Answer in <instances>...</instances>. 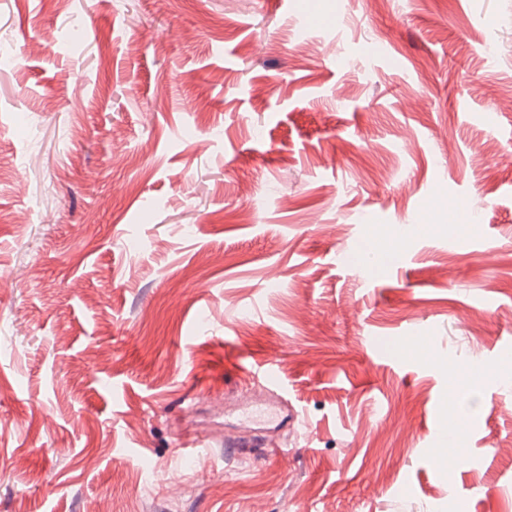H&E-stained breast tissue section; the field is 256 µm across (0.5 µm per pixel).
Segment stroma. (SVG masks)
<instances>
[{
  "instance_id": "1",
  "label": "stroma",
  "mask_w": 512,
  "mask_h": 512,
  "mask_svg": "<svg viewBox=\"0 0 512 512\" xmlns=\"http://www.w3.org/2000/svg\"><path fill=\"white\" fill-rule=\"evenodd\" d=\"M90 3L0 0V512H512V386L433 453L512 359V0ZM487 380H495L502 383H512V370L504 371L500 367L488 368L484 364L468 362L464 372L456 379L458 391L464 392L466 389L481 384Z\"/></svg>"
}]
</instances>
